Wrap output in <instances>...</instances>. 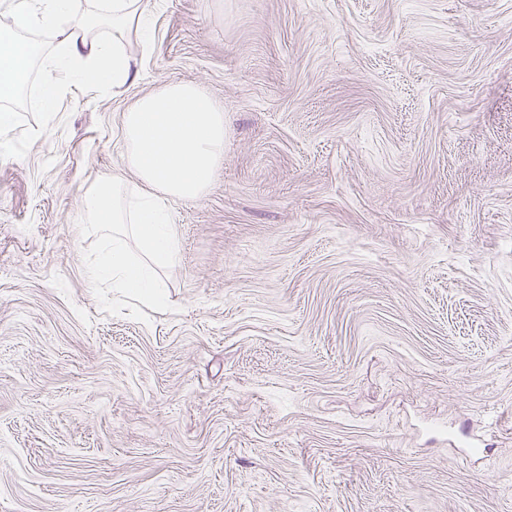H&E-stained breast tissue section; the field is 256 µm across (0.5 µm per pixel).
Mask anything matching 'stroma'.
I'll return each mask as SVG.
<instances>
[{"mask_svg":"<svg viewBox=\"0 0 512 512\" xmlns=\"http://www.w3.org/2000/svg\"><path fill=\"white\" fill-rule=\"evenodd\" d=\"M132 83L34 66L0 157V512H512V0H152ZM174 83L224 161L173 309L77 223ZM47 126L45 137L29 131Z\"/></svg>","mask_w":512,"mask_h":512,"instance_id":"35a3bbf8","label":"stroma"}]
</instances>
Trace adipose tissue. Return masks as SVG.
Returning a JSON list of instances; mask_svg holds the SVG:
<instances>
[{
	"mask_svg": "<svg viewBox=\"0 0 512 512\" xmlns=\"http://www.w3.org/2000/svg\"><path fill=\"white\" fill-rule=\"evenodd\" d=\"M149 0H94L77 14L75 0H12L18 25L56 31L57 50L43 54L35 42L0 28V98H14L34 61L63 73L71 82L96 89L120 88L134 78L131 40L148 45ZM107 29L99 37L98 29Z\"/></svg>",
	"mask_w": 512,
	"mask_h": 512,
	"instance_id": "adipose-tissue-1",
	"label": "adipose tissue"
}]
</instances>
